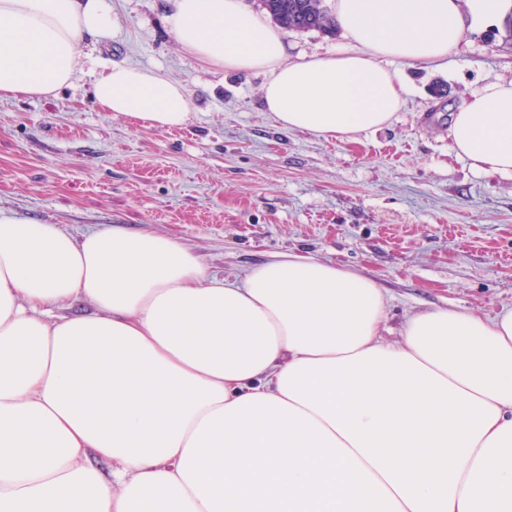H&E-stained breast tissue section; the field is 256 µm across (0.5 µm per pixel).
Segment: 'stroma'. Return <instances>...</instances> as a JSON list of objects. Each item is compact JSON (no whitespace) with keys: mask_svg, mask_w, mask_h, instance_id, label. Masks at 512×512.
<instances>
[{"mask_svg":"<svg viewBox=\"0 0 512 512\" xmlns=\"http://www.w3.org/2000/svg\"><path fill=\"white\" fill-rule=\"evenodd\" d=\"M169 0H112V35L81 47L73 85L0 99V210L79 235L121 225L190 243L233 278L273 252L312 253L387 291V325L435 307L495 315L512 306V178L474 170L448 125L471 93L512 80L504 26L467 28L447 67L389 65L407 93L390 123L354 139L280 129L266 73L197 63L169 32ZM288 58L327 54L342 33L283 30ZM181 82L182 129L99 111L102 65Z\"/></svg>","mask_w":512,"mask_h":512,"instance_id":"obj_1","label":"stroma"}]
</instances>
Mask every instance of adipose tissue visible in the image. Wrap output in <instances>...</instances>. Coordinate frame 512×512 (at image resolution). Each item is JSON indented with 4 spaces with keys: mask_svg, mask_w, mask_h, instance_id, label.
I'll list each match as a JSON object with an SVG mask.
<instances>
[{
    "mask_svg": "<svg viewBox=\"0 0 512 512\" xmlns=\"http://www.w3.org/2000/svg\"><path fill=\"white\" fill-rule=\"evenodd\" d=\"M506 2L336 0L345 45L298 62L241 0H173L168 23L200 61L267 72L282 129L348 139L400 110L389 62L447 66ZM111 34V0H0V98L71 85L84 38ZM91 94L134 126L191 114L146 68L107 66ZM448 137L512 177V82ZM388 304L309 254L230 279L174 237L0 211V512H512V307L411 312L388 342Z\"/></svg>",
    "mask_w": 512,
    "mask_h": 512,
    "instance_id": "adipose-tissue-1",
    "label": "adipose tissue"
}]
</instances>
